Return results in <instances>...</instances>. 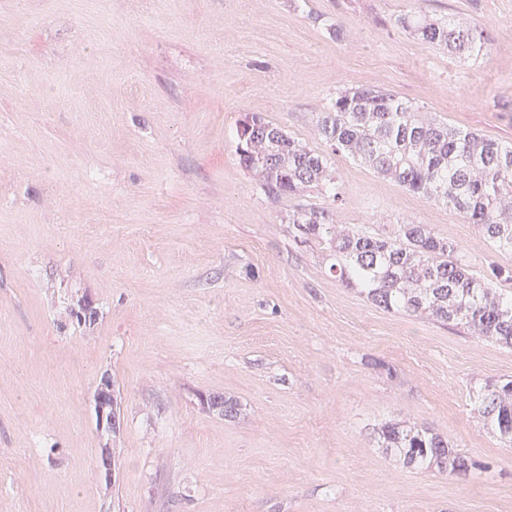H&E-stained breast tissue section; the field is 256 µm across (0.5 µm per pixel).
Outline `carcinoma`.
I'll use <instances>...</instances> for the list:
<instances>
[{
    "label": "carcinoma",
    "instance_id": "cac0c4a2",
    "mask_svg": "<svg viewBox=\"0 0 512 512\" xmlns=\"http://www.w3.org/2000/svg\"><path fill=\"white\" fill-rule=\"evenodd\" d=\"M396 22L460 60L489 49L484 29L463 28L445 15L420 9ZM315 134L333 154L454 208L495 251L512 254V144L450 125L410 100L370 87L337 92L317 116ZM236 140L240 164L265 194L292 200L316 188L331 201L329 207L294 204L288 233L301 244L321 246L339 281L387 312L460 327L512 347V294L501 288L512 283V267L494 265L474 274L460 246L429 224H338L335 207L343 196L325 154L256 113L241 116ZM472 397L483 426L512 447V380L481 387ZM376 433L380 447L409 466L428 462L453 475L473 468L450 440L425 425L390 419Z\"/></svg>",
    "mask_w": 512,
    "mask_h": 512
}]
</instances>
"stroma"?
Returning a JSON list of instances; mask_svg holds the SVG:
<instances>
[{
	"label": "stroma",
	"mask_w": 512,
	"mask_h": 512,
	"mask_svg": "<svg viewBox=\"0 0 512 512\" xmlns=\"http://www.w3.org/2000/svg\"><path fill=\"white\" fill-rule=\"evenodd\" d=\"M420 7L488 54L396 25ZM356 86L512 142V0H0V512H512V447L470 402L512 349L369 303L239 162L241 114L322 152L318 114ZM329 162L336 223L429 224L474 271L512 266L457 211ZM394 418L485 470L405 465L377 442ZM396 22L415 38L448 49L460 60L481 57L489 49L490 41L484 29L477 25L461 28L453 18L445 15H432L420 9L401 14ZM94 412L100 431L108 434L119 433L122 425L120 406L114 392L112 378L104 374L94 392Z\"/></svg>",
	"instance_id": "stroma-1"
}]
</instances>
